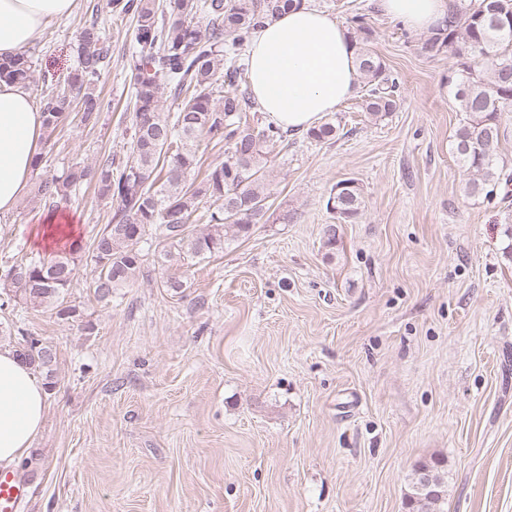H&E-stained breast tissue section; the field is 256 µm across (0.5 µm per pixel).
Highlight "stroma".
Masks as SVG:
<instances>
[{"label": "stroma", "instance_id": "35a3bbf8", "mask_svg": "<svg viewBox=\"0 0 512 512\" xmlns=\"http://www.w3.org/2000/svg\"><path fill=\"white\" fill-rule=\"evenodd\" d=\"M307 4L343 25L364 14L397 109L374 118L357 95L332 113V141L289 138L270 209L222 251L167 263L156 230L110 303L78 260L65 293L78 320L19 298L0 308V343L32 336L56 353L43 430L15 471L19 512H410L414 471L434 458L446 512H512V195L466 192L459 60L421 53L423 33L373 0ZM91 24L112 107L43 138L32 181L129 151L131 17L78 0L36 44L30 87L75 65ZM343 179L363 208L331 249L326 201ZM113 211L90 185L56 206L26 194L0 220V275L54 256L45 215L87 246Z\"/></svg>", "mask_w": 512, "mask_h": 512}]
</instances>
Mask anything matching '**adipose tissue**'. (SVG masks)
<instances>
[{
    "mask_svg": "<svg viewBox=\"0 0 512 512\" xmlns=\"http://www.w3.org/2000/svg\"><path fill=\"white\" fill-rule=\"evenodd\" d=\"M454 0H378L380 11L412 30H428ZM76 0H0V60L41 40ZM248 81L268 123L288 134L316 127L354 95L355 48L344 27L308 7L290 9L256 30L247 51ZM44 114L24 83L0 79V217L25 195L43 134ZM48 393L14 349L0 347V469L27 458L49 411Z\"/></svg>",
    "mask_w": 512,
    "mask_h": 512,
    "instance_id": "obj_1",
    "label": "adipose tissue"
}]
</instances>
